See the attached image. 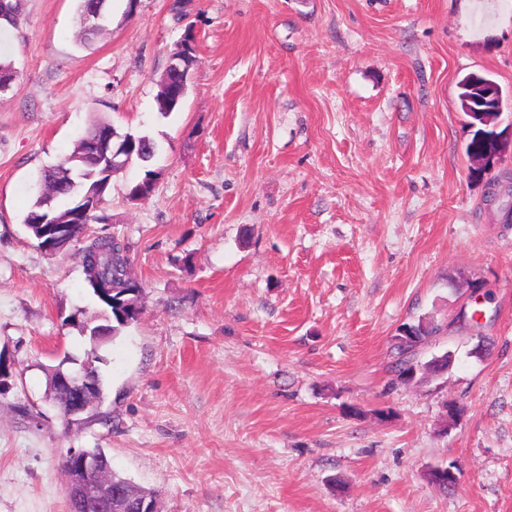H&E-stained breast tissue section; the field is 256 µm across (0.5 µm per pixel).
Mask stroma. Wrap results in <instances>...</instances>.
I'll return each mask as SVG.
<instances>
[{
	"instance_id": "obj_1",
	"label": "stroma",
	"mask_w": 512,
	"mask_h": 512,
	"mask_svg": "<svg viewBox=\"0 0 512 512\" xmlns=\"http://www.w3.org/2000/svg\"><path fill=\"white\" fill-rule=\"evenodd\" d=\"M171 4L113 0L85 46L77 0H23L0 30V512H66L72 448L163 512H512V224L471 174L457 99L471 72L512 98V0ZM99 118L156 147L152 192L129 199L130 164L96 227L128 244L144 310L101 351L104 401L69 422L47 372L73 370L100 305L24 218ZM419 317L443 330L418 361L453 364L404 381L394 338ZM449 462L446 493L427 472Z\"/></svg>"
}]
</instances>
